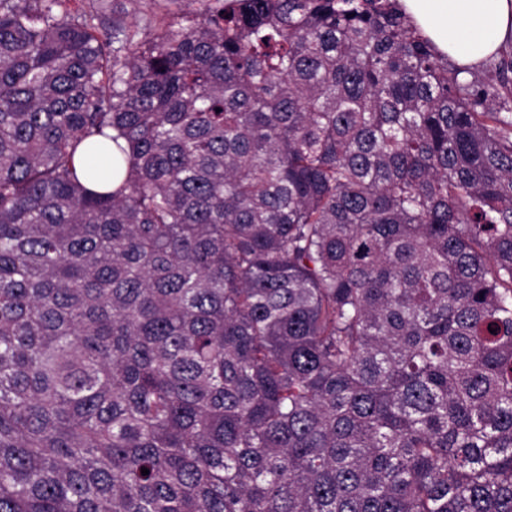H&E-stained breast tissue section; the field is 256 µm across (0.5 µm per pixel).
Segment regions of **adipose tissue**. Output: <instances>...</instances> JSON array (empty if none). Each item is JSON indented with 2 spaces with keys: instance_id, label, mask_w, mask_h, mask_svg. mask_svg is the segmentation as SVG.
<instances>
[{
  "instance_id": "adipose-tissue-1",
  "label": "adipose tissue",
  "mask_w": 512,
  "mask_h": 512,
  "mask_svg": "<svg viewBox=\"0 0 512 512\" xmlns=\"http://www.w3.org/2000/svg\"><path fill=\"white\" fill-rule=\"evenodd\" d=\"M438 49L460 65L478 64L512 35V0H403Z\"/></svg>"
}]
</instances>
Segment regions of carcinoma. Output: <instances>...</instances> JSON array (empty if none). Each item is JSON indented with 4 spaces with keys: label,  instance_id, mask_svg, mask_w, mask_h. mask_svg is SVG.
<instances>
[{
    "label": "carcinoma",
    "instance_id": "cac0c4a2",
    "mask_svg": "<svg viewBox=\"0 0 512 512\" xmlns=\"http://www.w3.org/2000/svg\"><path fill=\"white\" fill-rule=\"evenodd\" d=\"M71 2L0 0V512H512V50Z\"/></svg>",
    "mask_w": 512,
    "mask_h": 512
}]
</instances>
